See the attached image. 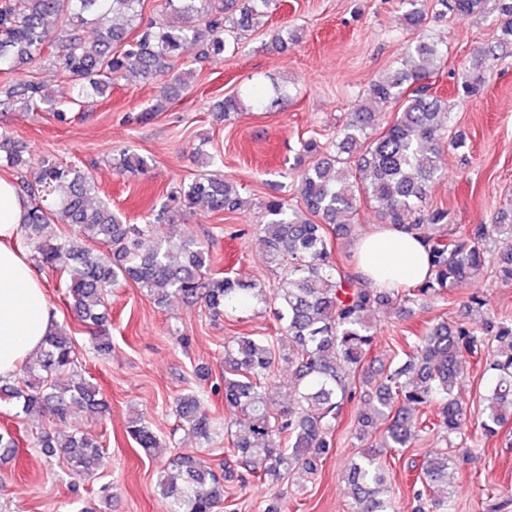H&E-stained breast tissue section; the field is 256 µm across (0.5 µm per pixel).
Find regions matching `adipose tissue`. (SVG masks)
Wrapping results in <instances>:
<instances>
[{
	"label": "adipose tissue",
	"instance_id": "obj_1",
	"mask_svg": "<svg viewBox=\"0 0 512 512\" xmlns=\"http://www.w3.org/2000/svg\"><path fill=\"white\" fill-rule=\"evenodd\" d=\"M26 209L14 180L0 175V379L13 378L56 323L44 281L15 246ZM356 261L359 272L380 288L414 285L429 272L423 242L396 227H378L362 235Z\"/></svg>",
	"mask_w": 512,
	"mask_h": 512
}]
</instances>
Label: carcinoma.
Here are the masks:
<instances>
[{"mask_svg": "<svg viewBox=\"0 0 512 512\" xmlns=\"http://www.w3.org/2000/svg\"><path fill=\"white\" fill-rule=\"evenodd\" d=\"M143 0H0V74L14 72L41 58L49 25L57 23L53 63L68 75L80 104L102 97L128 77H169L159 85L155 103L141 118L161 112L187 87L193 70L178 66L179 51L202 43L201 58L224 54L227 36L264 25L276 0H166L172 20L164 27L143 23ZM404 14L406 26L422 25L426 13L418 0ZM488 0H437L445 16L480 15ZM493 11L502 39L512 42V0H495ZM139 28L129 38L127 26ZM441 68L437 45L422 40L408 48L402 67L372 81L367 99L397 106L391 120L364 107L351 114L324 143L310 137L297 156L300 174L294 184L299 214L289 200L273 196L263 203L266 221L254 237L267 262L280 270L278 284L242 282L212 270L209 245L177 229L182 216L203 206L211 212H234L247 206L237 188L211 171L222 159L197 151L204 171L166 193L143 224H128L109 204L96 199L89 167L61 163L50 156L32 161L25 146L0 130V163L20 173V190L28 198L21 243L40 269L59 278L76 320L86 329L94 350H112L108 289L123 280L145 291L158 308L173 298L203 303L213 316L229 315L252 303H270L278 322L277 341L269 336H232L224 341L222 382L211 381L207 367L196 369L200 384L213 395L224 394V406L235 419L224 426L227 453L224 472L214 470L194 452H183L157 477V489L169 501V512H218L225 504L224 482L264 487L295 473L315 476L333 448V436L344 408L364 394L367 408L354 419L362 439L385 425L380 447L401 454L424 433L445 440L461 433L466 411L457 399L461 385L459 358L481 359L495 343L496 359L485 365L481 429L495 436L512 420V319L494 315L481 324L428 323L414 336L395 340V367L373 372L363 361L374 342L372 316L379 307L409 312L445 297L456 284L478 276L493 262L500 279L512 282V218L501 212L493 224H477L444 235L448 209L424 208L441 172L447 148L466 147L464 137L445 125L442 100L431 79ZM484 77L470 74L458 85L462 98L480 96ZM288 92L281 86L254 99L268 110ZM53 101L34 79L0 89L3 109H37ZM147 161L128 148L115 169L142 171ZM379 209L383 223L421 236L428 246L430 274L420 284L390 291L355 274L335 255V243L356 235L363 203ZM166 224L169 234L154 236ZM292 370V399L277 413L269 405L277 390V360ZM79 354L70 327L57 326L38 352L22 365V378L0 383V402L17 417L49 413L66 421L75 411L104 416L108 401L77 376ZM175 413L203 445L214 441L216 428L191 392L176 401ZM127 433L148 453L158 439L141 414L128 422ZM37 446L48 459L64 456L73 474L91 475L102 465L98 444L85 432H42ZM18 447L15 433L0 427V452ZM446 453H427L418 464L414 492L417 512H448ZM388 465L381 454L362 452L344 475L354 512H391Z\"/></svg>", "mask_w": 512, "mask_h": 512, "instance_id": "obj_1", "label": "carcinoma"}]
</instances>
